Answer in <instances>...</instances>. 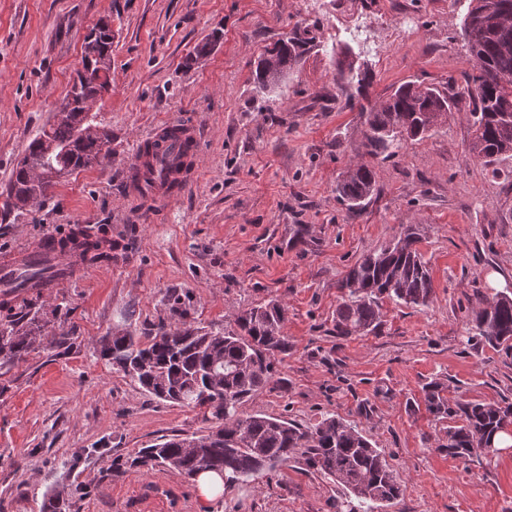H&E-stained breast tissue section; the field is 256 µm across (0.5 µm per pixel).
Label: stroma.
<instances>
[{
	"label": "stroma",
	"mask_w": 512,
	"mask_h": 512,
	"mask_svg": "<svg viewBox=\"0 0 512 512\" xmlns=\"http://www.w3.org/2000/svg\"><path fill=\"white\" fill-rule=\"evenodd\" d=\"M470 0H0V203L18 158L64 101L85 35L112 21L111 91L93 123L112 160L61 180L48 202L0 218V253L79 230L112 250L110 266L76 274L44 298L49 330L73 344L0 369V512H336L332 479L290 462L214 499L162 467H126L141 448L203 430L196 410L145 394L97 353L102 336L169 320L188 297L202 325H232L268 299L286 309L290 349L276 383L242 407L311 426L357 421L403 494L384 512H512V448L467 462L438 450L450 422L425 409L423 386L452 401L512 400V352L469 342L481 297L512 296V153L470 150L468 112L370 159L363 106L401 84H464ZM311 40L285 81L253 83L282 34ZM370 75L358 91L341 58ZM183 117L203 135L201 172L164 215L131 201L136 141ZM370 161L375 186L350 208L336 186ZM306 225L296 239L298 225ZM430 268L427 305L385 298L376 333L337 337L338 282L404 225ZM369 415H359L360 407Z\"/></svg>",
	"instance_id": "1"
}]
</instances>
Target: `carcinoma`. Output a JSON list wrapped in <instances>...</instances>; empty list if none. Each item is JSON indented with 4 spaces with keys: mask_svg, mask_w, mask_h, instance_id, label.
Returning <instances> with one entry per match:
<instances>
[{
    "mask_svg": "<svg viewBox=\"0 0 512 512\" xmlns=\"http://www.w3.org/2000/svg\"><path fill=\"white\" fill-rule=\"evenodd\" d=\"M512 15V0H471L463 26L473 73L465 85L448 92L407 82L386 100L367 110V154L377 156L428 131L430 121L463 108L471 112L475 134L470 150L492 160L512 152V24L498 26L494 17ZM112 21L100 20L84 38L81 69L68 91L71 109L55 113L28 144L12 170L3 212L21 215L34 198L45 201L63 177L112 158L106 131L87 133L89 104L104 87L112 63ZM304 42L285 37L266 49L254 73L255 88L270 91L302 56ZM375 172L367 163L350 166L337 186L340 197L358 206L373 191ZM417 232L408 228L388 245L369 252L349 268L338 287L345 291L336 309V336L374 333L380 325L379 300L388 297L420 305L432 295V281ZM471 318L474 338L512 349V297L481 300ZM0 367L15 366L38 349L58 347L71 337L47 332L46 312L38 297L12 306L0 299ZM190 301L170 297L172 323L164 321L142 336L129 331L104 336L100 358L130 377L150 396L199 410L209 424L201 432L174 434L129 458L131 467H164L189 480L205 472L232 485L294 461L308 471L343 486L345 498L336 512H375L396 501L402 485L385 455L374 448L358 425L331 416L306 427L264 414L243 415L240 407L274 383V361L288 354L285 308L276 299L252 306L236 318V329L215 330L196 324ZM447 387L433 381L423 386L426 410L460 424L445 431L439 447L469 460L487 440L512 438V402L450 404Z\"/></svg>",
    "mask_w": 512,
    "mask_h": 512,
    "instance_id": "carcinoma-1",
    "label": "carcinoma"
}]
</instances>
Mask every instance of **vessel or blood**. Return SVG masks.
Listing matches in <instances>:
<instances>
[{"label":"vessel or blood","mask_w":512,"mask_h":512,"mask_svg":"<svg viewBox=\"0 0 512 512\" xmlns=\"http://www.w3.org/2000/svg\"><path fill=\"white\" fill-rule=\"evenodd\" d=\"M201 135L187 121L168 125L142 137L128 166L130 198L165 210L177 199L182 188L198 175ZM61 239L48 235L32 244L0 254V282L15 280L25 269L40 270L36 284L42 295L64 287L74 275L90 268L89 254L79 248L61 249Z\"/></svg>","instance_id":"1"}]
</instances>
